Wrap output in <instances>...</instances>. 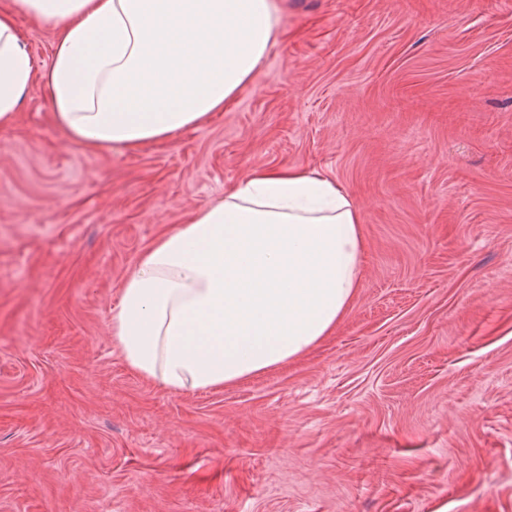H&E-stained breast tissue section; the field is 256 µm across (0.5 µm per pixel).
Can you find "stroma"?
Masks as SVG:
<instances>
[{
    "mask_svg": "<svg viewBox=\"0 0 512 512\" xmlns=\"http://www.w3.org/2000/svg\"><path fill=\"white\" fill-rule=\"evenodd\" d=\"M233 107L134 152L0 129V512H512V0H287ZM336 178L329 336L173 394L110 334L144 251L256 167Z\"/></svg>",
    "mask_w": 512,
    "mask_h": 512,
    "instance_id": "1",
    "label": "stroma"
}]
</instances>
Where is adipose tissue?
Listing matches in <instances>:
<instances>
[{
	"instance_id": "ef3b65f1",
	"label": "adipose tissue",
	"mask_w": 512,
	"mask_h": 512,
	"mask_svg": "<svg viewBox=\"0 0 512 512\" xmlns=\"http://www.w3.org/2000/svg\"><path fill=\"white\" fill-rule=\"evenodd\" d=\"M284 0H0V128L49 96L91 152L168 140L223 111L282 33ZM56 31L37 67L18 28ZM362 213L303 166L252 169L163 233L126 279L110 330L128 366L174 394L265 373L329 335L359 286Z\"/></svg>"
}]
</instances>
